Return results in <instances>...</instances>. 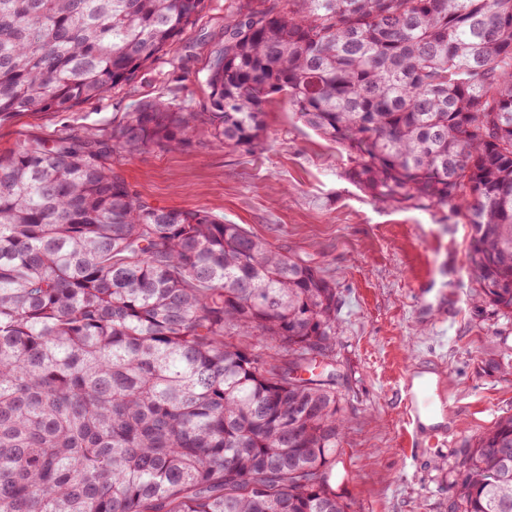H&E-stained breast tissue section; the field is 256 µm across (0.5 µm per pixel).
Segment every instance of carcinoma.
<instances>
[{
    "label": "carcinoma",
    "mask_w": 512,
    "mask_h": 512,
    "mask_svg": "<svg viewBox=\"0 0 512 512\" xmlns=\"http://www.w3.org/2000/svg\"><path fill=\"white\" fill-rule=\"evenodd\" d=\"M205 0H0V119L67 110L169 53ZM210 111L137 104L0 157V512H348L336 283L205 209L146 204L112 156L264 142L281 95L356 182L470 227L512 314V0H238ZM448 512H512V415Z\"/></svg>",
    "instance_id": "1"
}]
</instances>
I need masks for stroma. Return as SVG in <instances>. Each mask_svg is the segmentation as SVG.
Returning <instances> with one entry per match:
<instances>
[{"mask_svg":"<svg viewBox=\"0 0 512 512\" xmlns=\"http://www.w3.org/2000/svg\"><path fill=\"white\" fill-rule=\"evenodd\" d=\"M231 0H207L181 41L131 83L65 111L0 121V155L25 140L109 134L137 104L163 99L209 109L204 79ZM264 148L230 150L203 137L180 149L114 156L112 165L153 206L205 209L333 279V354L348 423L333 485L351 512H448L456 461L477 435L512 414V314L476 303L466 264L468 225L444 207H396L352 178L342 148L304 125L285 100L266 108ZM446 290L435 302L426 282ZM435 375L443 438L404 419L403 381Z\"/></svg>","mask_w":512,"mask_h":512,"instance_id":"35a3bbf8","label":"stroma"}]
</instances>
